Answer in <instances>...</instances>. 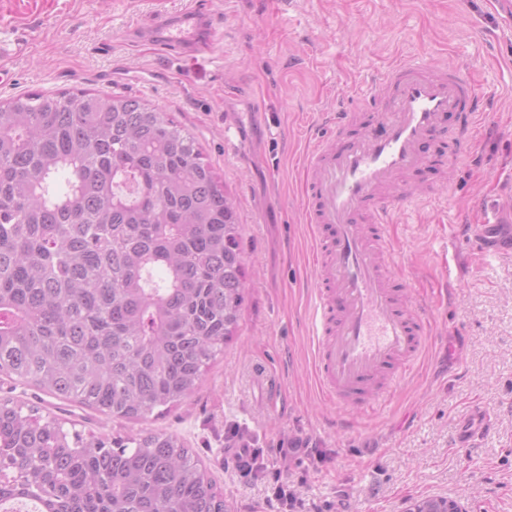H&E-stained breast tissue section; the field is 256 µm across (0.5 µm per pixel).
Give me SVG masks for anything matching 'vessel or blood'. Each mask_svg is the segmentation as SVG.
<instances>
[{
	"label": "vessel or blood",
	"mask_w": 512,
	"mask_h": 512,
	"mask_svg": "<svg viewBox=\"0 0 512 512\" xmlns=\"http://www.w3.org/2000/svg\"><path fill=\"white\" fill-rule=\"evenodd\" d=\"M143 34L180 59L214 53L218 35L208 10L192 6L160 15ZM384 94L367 95L375 115L330 114L335 127L315 135L303 172L315 276L309 330L316 375L337 408L373 411L413 371L427 342L413 289L391 269L387 224L394 205L410 202L399 179L440 156L466 153L479 121L473 86L445 65L413 59L386 73ZM486 255L512 252V226L470 233Z\"/></svg>",
	"instance_id": "vessel-or-blood-1"
}]
</instances>
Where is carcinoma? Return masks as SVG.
<instances>
[{"label":"carcinoma","mask_w":512,"mask_h":512,"mask_svg":"<svg viewBox=\"0 0 512 512\" xmlns=\"http://www.w3.org/2000/svg\"><path fill=\"white\" fill-rule=\"evenodd\" d=\"M239 216L163 109L79 90L0 103V375L127 421L199 388L237 331ZM224 512L165 432L84 442L0 400V512ZM410 512H448L445 497Z\"/></svg>","instance_id":"obj_1"}]
</instances>
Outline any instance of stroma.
I'll use <instances>...</instances> for the list:
<instances>
[{
    "label": "stroma",
    "mask_w": 512,
    "mask_h": 512,
    "mask_svg": "<svg viewBox=\"0 0 512 512\" xmlns=\"http://www.w3.org/2000/svg\"><path fill=\"white\" fill-rule=\"evenodd\" d=\"M187 0H0L6 60L0 100L91 90L162 108L199 142L242 224L247 266L239 329L198 391L165 416L130 422L0 376L11 398L83 437L153 430L192 448L228 512H274L276 482L306 512H407L443 496L468 512H512V254L472 250L470 224L512 196V27L492 0H204L222 38L185 64L131 29ZM448 64L476 82L481 133L470 154L415 176L420 195L389 227L394 265L415 282L431 345L394 401L337 431L314 374L308 315L312 267L300 164L308 132L336 107L363 113L356 92L396 58ZM247 130L239 142L237 129ZM263 368L284 411H267ZM493 419L476 447L460 436L476 412ZM307 452L282 456L294 443ZM261 449L242 474L233 451Z\"/></svg>",
    "instance_id": "1"
}]
</instances>
